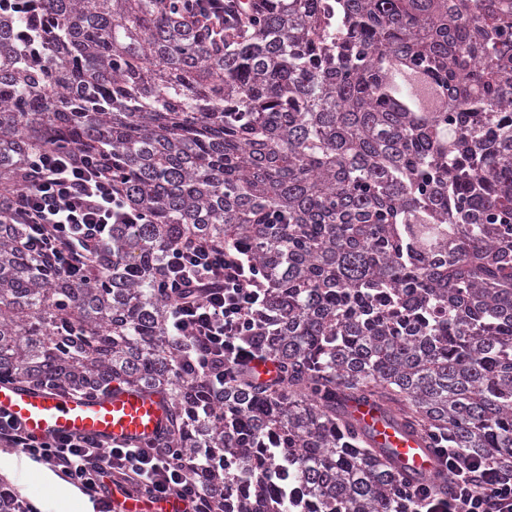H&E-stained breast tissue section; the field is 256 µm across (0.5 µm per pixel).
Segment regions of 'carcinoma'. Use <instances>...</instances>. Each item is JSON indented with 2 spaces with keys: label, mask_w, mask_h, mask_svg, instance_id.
I'll return each instance as SVG.
<instances>
[{
  "label": "carcinoma",
  "mask_w": 512,
  "mask_h": 512,
  "mask_svg": "<svg viewBox=\"0 0 512 512\" xmlns=\"http://www.w3.org/2000/svg\"><path fill=\"white\" fill-rule=\"evenodd\" d=\"M31 2L0 11V382L165 393L209 512H403L351 401L512 466V0ZM39 148L106 153L134 207L82 281L6 209ZM197 237L258 272L282 386L218 399L167 335L153 271ZM240 0H206L199 4L192 3V9L207 11L213 19H216L220 24L224 23L225 14H235L240 21L241 12L239 11ZM232 16V15H231Z\"/></svg>",
  "instance_id": "obj_1"
}]
</instances>
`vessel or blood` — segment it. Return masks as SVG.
I'll use <instances>...</instances> for the list:
<instances>
[{
    "label": "vessel or blood",
    "instance_id": "b4317fda",
    "mask_svg": "<svg viewBox=\"0 0 512 512\" xmlns=\"http://www.w3.org/2000/svg\"><path fill=\"white\" fill-rule=\"evenodd\" d=\"M168 409L163 395L118 384L111 393L88 399L19 383H0V413L44 439L83 435L110 444L140 445L166 432ZM350 412L370 432L375 444L388 445L398 453L410 480L442 484L445 468L439 457L419 439L391 425L382 410L354 403Z\"/></svg>",
    "mask_w": 512,
    "mask_h": 512
}]
</instances>
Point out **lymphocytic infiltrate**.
I'll list each match as a JSON object with an SVG mask.
<instances>
[{"label":"lymphocytic infiltrate","instance_id":"f902f5d3","mask_svg":"<svg viewBox=\"0 0 512 512\" xmlns=\"http://www.w3.org/2000/svg\"><path fill=\"white\" fill-rule=\"evenodd\" d=\"M30 174L32 188L16 193L12 205L25 227L23 246L44 265L82 280L93 250L111 239L113 225L131 218L112 166L94 154L41 150L30 160ZM153 280L170 301L167 334L184 338L188 363L216 393L244 376L250 363L270 357L252 334L263 287L252 266L223 244L203 239L172 247ZM0 445L48 465L94 501L114 483L152 500L176 498L182 512H202L206 502L194 463L165 435L144 447L86 436L41 439L0 415ZM439 453L448 492L401 488L412 512H512V470L460 461L447 447Z\"/></svg>","mask_w":512,"mask_h":512}]
</instances>
